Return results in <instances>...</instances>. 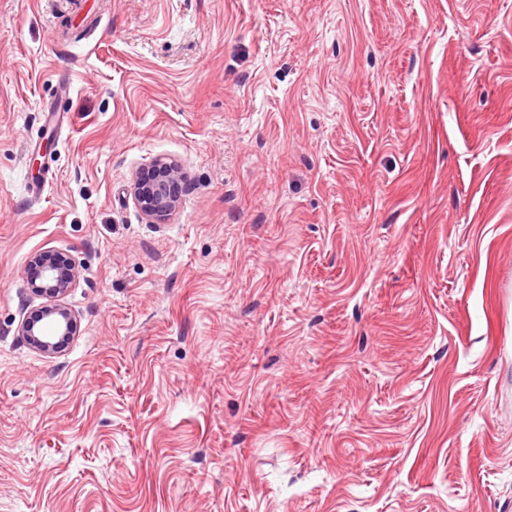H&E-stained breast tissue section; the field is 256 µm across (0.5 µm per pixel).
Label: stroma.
I'll return each instance as SVG.
<instances>
[{"instance_id":"1","label":"stroma","mask_w":512,"mask_h":512,"mask_svg":"<svg viewBox=\"0 0 512 512\" xmlns=\"http://www.w3.org/2000/svg\"><path fill=\"white\" fill-rule=\"evenodd\" d=\"M506 288L512 0H0V512H512ZM181 192L179 168L165 158L138 171L130 187L135 205L151 222L166 220L178 207ZM28 280L37 292L51 298L54 303L46 306L39 316L22 320L17 333L33 348L51 355L59 347L57 338L73 334L75 319L61 301L79 285L80 272L74 263L53 254H44L30 265Z\"/></svg>"}]
</instances>
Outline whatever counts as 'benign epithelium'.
Returning a JSON list of instances; mask_svg holds the SVG:
<instances>
[{
	"label": "benign epithelium",
	"instance_id": "obj_1",
	"mask_svg": "<svg viewBox=\"0 0 512 512\" xmlns=\"http://www.w3.org/2000/svg\"><path fill=\"white\" fill-rule=\"evenodd\" d=\"M182 192L178 166L164 158L155 159L133 177L130 193L135 205L152 222L167 219L178 207ZM28 280L37 292L51 298L39 316L20 322L18 336L38 351L51 355L59 339L73 334L75 319L62 299L79 285L80 272L74 263L53 254L39 257L28 269Z\"/></svg>",
	"mask_w": 512,
	"mask_h": 512
}]
</instances>
